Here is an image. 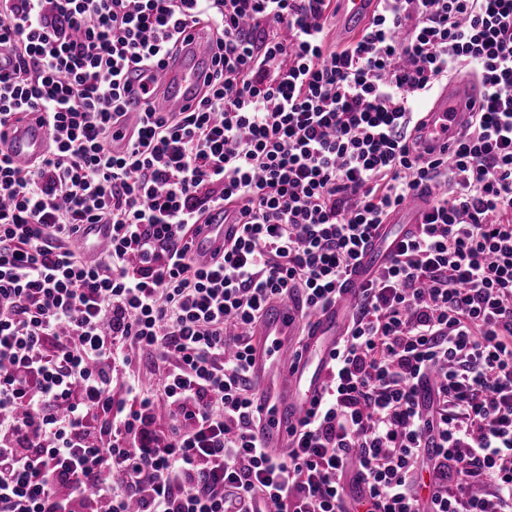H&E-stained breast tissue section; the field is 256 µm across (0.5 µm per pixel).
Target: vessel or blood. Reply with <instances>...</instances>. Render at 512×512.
<instances>
[{"label":"vessel or blood","instance_id":"vessel-or-blood-1","mask_svg":"<svg viewBox=\"0 0 512 512\" xmlns=\"http://www.w3.org/2000/svg\"><path fill=\"white\" fill-rule=\"evenodd\" d=\"M339 15L347 27H361L375 8V0H338ZM212 42L204 26L190 31L187 46L178 55L166 58L159 69H147L140 76L126 75L128 112L112 129V151L123 153L144 95L160 87L155 102L164 112H180L194 105L197 90L211 63ZM482 97V88L471 76L449 79L432 103L426 117V137L435 144L451 140L469 122ZM51 132L38 114L13 126L0 150L14 162L31 165L48 151ZM428 199L420 195L390 215L378 239L362 264L345 285L335 305L321 311L311 321L303 319L300 297L269 302L253 331L255 341L250 355V374L255 385L254 404L262 421L255 430L261 448L277 454L288 451V430L297 426L322 393L327 364L336 344L350 322L352 304L365 281L385 264L395 251L400 230L421 223ZM229 227L223 210H215L204 234L195 239L193 253L200 262L210 261L223 248ZM112 237L107 224L85 225L80 244L87 257H95Z\"/></svg>","mask_w":512,"mask_h":512}]
</instances>
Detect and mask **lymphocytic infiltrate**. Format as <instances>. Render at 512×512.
<instances>
[{
    "label": "lymphocytic infiltrate",
    "instance_id": "lymphocytic-infiltrate-1",
    "mask_svg": "<svg viewBox=\"0 0 512 512\" xmlns=\"http://www.w3.org/2000/svg\"><path fill=\"white\" fill-rule=\"evenodd\" d=\"M212 36L193 108L123 77L189 25ZM0 0V135L40 113L48 154H0V512H512V0ZM487 90L451 152L433 93ZM433 202L360 289L286 456L260 448L247 371L267 301L335 303L386 216ZM239 231L208 263L209 211ZM112 242L87 260L82 225ZM160 372L144 388L134 358ZM339 15L348 28H360L375 8L376 0H336Z\"/></svg>",
    "mask_w": 512,
    "mask_h": 512
}]
</instances>
